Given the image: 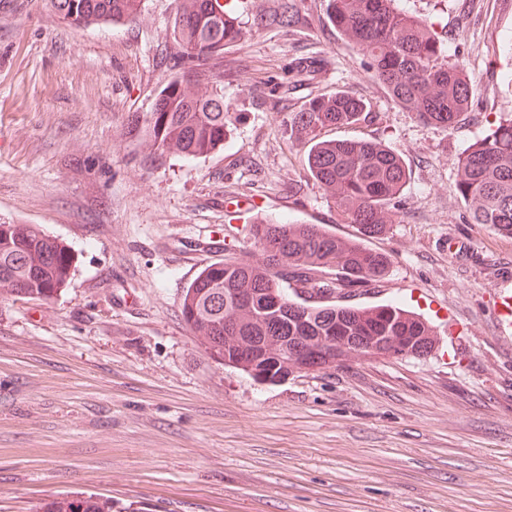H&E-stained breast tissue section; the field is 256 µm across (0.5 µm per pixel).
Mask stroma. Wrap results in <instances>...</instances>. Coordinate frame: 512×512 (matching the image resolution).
<instances>
[{
    "label": "stroma",
    "mask_w": 512,
    "mask_h": 512,
    "mask_svg": "<svg viewBox=\"0 0 512 512\" xmlns=\"http://www.w3.org/2000/svg\"><path fill=\"white\" fill-rule=\"evenodd\" d=\"M285 2L231 0L230 131L223 149L186 157L146 134L176 62L177 0L83 30L41 0H0V224L39 225L75 256L53 298L0 299V512L74 491L145 512H512V336L495 311L512 289V236L472 223L456 189L461 154L512 98V0H400L470 75L449 130L391 100L325 0H296L289 21ZM339 91L367 115L323 138L389 144L409 172L391 224L367 241L388 276L341 301L400 303L435 346L260 382L186 325L201 266L175 256L206 242L215 262L256 254L254 213L359 236L289 124Z\"/></svg>",
    "instance_id": "obj_1"
}]
</instances>
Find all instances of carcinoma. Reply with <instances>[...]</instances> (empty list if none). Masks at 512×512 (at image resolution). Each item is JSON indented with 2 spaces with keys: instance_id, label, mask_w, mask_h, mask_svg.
Here are the masks:
<instances>
[{
  "instance_id": "obj_1",
  "label": "carcinoma",
  "mask_w": 512,
  "mask_h": 512,
  "mask_svg": "<svg viewBox=\"0 0 512 512\" xmlns=\"http://www.w3.org/2000/svg\"><path fill=\"white\" fill-rule=\"evenodd\" d=\"M68 25L87 28L106 21L132 20L140 0H47ZM211 0H178L172 27L179 48L177 70L165 80L148 124L156 148L191 157L224 146L228 130L224 96L214 88L217 60L233 43L235 21L210 7ZM336 28L356 36L372 77L384 83L397 104L427 124L453 128L459 102L470 101L472 85L462 75L463 60L395 0H363L343 15L337 0H326ZM451 87L446 97L426 98V87ZM366 104L343 92L312 98L292 114L291 125L306 133L307 165L326 187L340 182L344 196L332 199L361 237L343 239L318 224L265 222L253 225L259 261L215 262L196 276L182 303V315L205 351L227 366L262 382L303 370L296 346L318 345L317 368L352 352L385 358L425 356L433 348L429 327L394 304L375 307L370 318L360 308L329 302H296L290 282L304 288L338 290L368 287L387 276V258L366 244L381 234L379 222L405 187L408 169L391 146L373 140H324L321 130L356 124ZM456 188L475 224L512 235V106L488 134L458 161ZM70 249L33 224H0V297L50 299L68 282ZM31 512H114L112 499L76 493L45 499Z\"/></svg>"
}]
</instances>
